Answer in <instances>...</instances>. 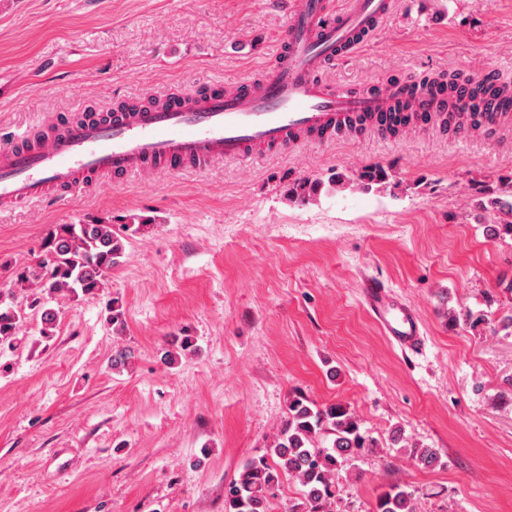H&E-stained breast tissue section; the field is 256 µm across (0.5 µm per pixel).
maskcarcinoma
Returning a JSON list of instances; mask_svg holds the SVG:
<instances>
[{
    "label": "carcinoma",
    "mask_w": 512,
    "mask_h": 512,
    "mask_svg": "<svg viewBox=\"0 0 512 512\" xmlns=\"http://www.w3.org/2000/svg\"><path fill=\"white\" fill-rule=\"evenodd\" d=\"M484 100L471 96L469 110L452 112L443 126L453 120L474 126H492L496 113L483 108ZM388 173L381 166H371L357 174V181L383 184ZM321 183L300 179L290 193L304 198L318 191ZM482 205L507 217L501 231L512 235V200L500 196L489 198ZM149 224H124L117 231L114 225L101 220L81 224L54 225L41 244L40 254L31 264L17 265L0 259V274L6 273L14 286L35 287L22 301L13 292L0 291V347H14L29 312L40 314L41 336H54L58 312L45 307L44 296L62 292L75 296H95L124 252V240L142 234ZM393 444L402 445L407 457L417 466L434 469L439 457L431 448L403 442L400 432L393 435ZM379 443L363 429L361 419L347 405L334 402L318 405L302 394L288 399V419L268 447L266 455L248 460L238 479L224 498V512H271L270 498L287 475L301 485L300 496L288 506V512H331L336 497V470L364 449ZM375 512H416L415 498L404 486L395 485L377 500Z\"/></svg>",
    "instance_id": "1"
}]
</instances>
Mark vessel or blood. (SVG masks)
<instances>
[{
    "label": "vessel or blood",
    "mask_w": 512,
    "mask_h": 512,
    "mask_svg": "<svg viewBox=\"0 0 512 512\" xmlns=\"http://www.w3.org/2000/svg\"><path fill=\"white\" fill-rule=\"evenodd\" d=\"M392 10V0H290L278 53L262 76L216 84L203 92L168 94L116 104L80 120H62L38 141L16 137L0 149V208L42 202L50 193L92 187L103 175L120 180L153 167L202 169L217 160L288 150L304 140L326 141L369 130L387 136L384 123L404 110L415 125L448 109L436 86L413 77L350 91L323 78L355 57ZM495 87L485 103L497 112V131L512 129V88L488 71L471 75L457 92ZM363 296L382 330L405 350L421 347L413 310L379 280Z\"/></svg>",
    "instance_id": "1"
}]
</instances>
